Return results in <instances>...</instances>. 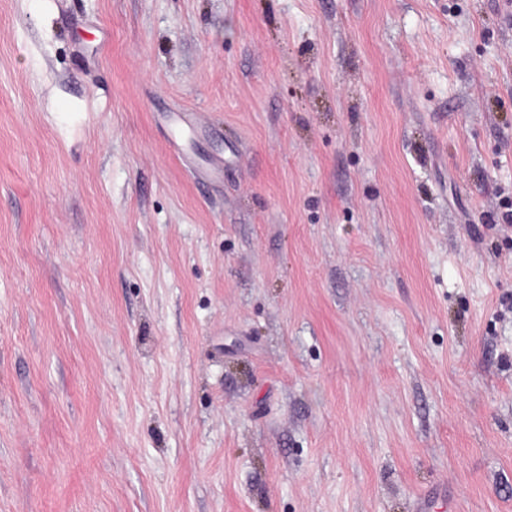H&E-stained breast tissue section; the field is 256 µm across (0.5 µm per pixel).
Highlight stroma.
Here are the masks:
<instances>
[{
	"label": "stroma",
	"mask_w": 512,
	"mask_h": 512,
	"mask_svg": "<svg viewBox=\"0 0 512 512\" xmlns=\"http://www.w3.org/2000/svg\"><path fill=\"white\" fill-rule=\"evenodd\" d=\"M512 512V0H0V512Z\"/></svg>",
	"instance_id": "stroma-1"
}]
</instances>
